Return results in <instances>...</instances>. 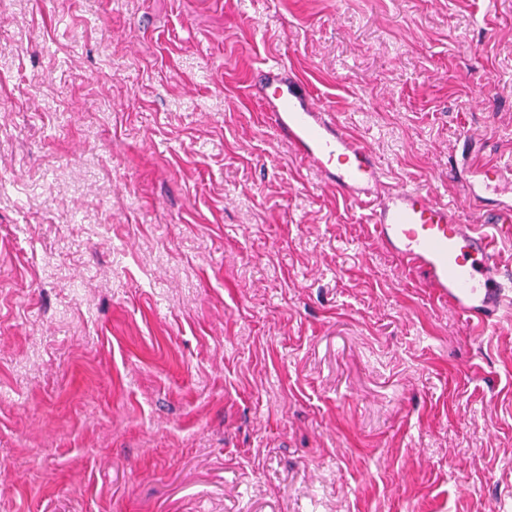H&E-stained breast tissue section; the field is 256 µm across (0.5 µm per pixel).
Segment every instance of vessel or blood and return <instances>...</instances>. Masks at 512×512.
I'll return each instance as SVG.
<instances>
[{
  "label": "vessel or blood",
  "mask_w": 512,
  "mask_h": 512,
  "mask_svg": "<svg viewBox=\"0 0 512 512\" xmlns=\"http://www.w3.org/2000/svg\"><path fill=\"white\" fill-rule=\"evenodd\" d=\"M251 88L326 186L369 205L383 248L423 274L434 296L463 320L496 326L505 301H512V270L499 262L488 228L512 222V163L470 169L458 203L409 184L385 191L372 148L348 133L284 65L259 69ZM463 202L478 206L480 223H462Z\"/></svg>",
  "instance_id": "b4317fda"
}]
</instances>
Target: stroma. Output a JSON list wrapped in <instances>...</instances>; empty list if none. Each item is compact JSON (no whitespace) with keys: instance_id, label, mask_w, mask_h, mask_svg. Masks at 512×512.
<instances>
[{"instance_id":"1","label":"stroma","mask_w":512,"mask_h":512,"mask_svg":"<svg viewBox=\"0 0 512 512\" xmlns=\"http://www.w3.org/2000/svg\"><path fill=\"white\" fill-rule=\"evenodd\" d=\"M273 62L386 185L512 158V0H0V512H512V321L291 150Z\"/></svg>"}]
</instances>
